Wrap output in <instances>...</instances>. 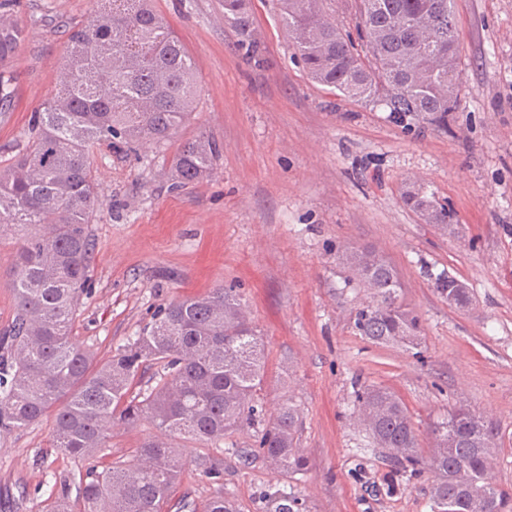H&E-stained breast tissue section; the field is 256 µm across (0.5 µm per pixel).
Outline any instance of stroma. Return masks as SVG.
Masks as SVG:
<instances>
[{
    "label": "stroma",
    "mask_w": 512,
    "mask_h": 512,
    "mask_svg": "<svg viewBox=\"0 0 512 512\" xmlns=\"http://www.w3.org/2000/svg\"><path fill=\"white\" fill-rule=\"evenodd\" d=\"M197 66L199 96L188 138L206 131L223 146L213 177L173 187L162 150L106 145L92 157L102 207L96 248L75 323L77 341L111 355L154 311L218 286L242 295L266 354L257 391L265 417L286 402L302 416L306 470L291 479L310 512H430L428 478L391 495L390 464L369 447L352 414L354 381L394 391L428 434L449 408L497 420L505 446L494 482L512 491V0H454L462 72L447 128L336 96L307 75L278 20L275 0H249L262 63L247 61L224 0H154ZM98 0H9L23 28L14 95L0 119V159L14 156L56 88L72 22ZM424 187L457 213L444 233L405 197ZM18 239L0 233V332L13 318L10 272ZM378 253L402 283V301L423 326L419 354L356 336L353 310L366 291L345 288L348 264ZM448 271L469 290L449 305L434 277ZM51 419L0 428V512H39L77 460L52 448ZM148 422L114 423L100 463L135 454ZM247 427L222 448L182 443L185 469L163 512L188 498L202 512L214 492L200 459L224 464L238 512H263L261 493L278 476Z\"/></svg>",
    "instance_id": "stroma-1"
}]
</instances>
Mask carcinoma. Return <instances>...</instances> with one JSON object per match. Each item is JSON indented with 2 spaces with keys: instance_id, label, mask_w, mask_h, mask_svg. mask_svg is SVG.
<instances>
[{
  "instance_id": "cac0c4a2",
  "label": "carcinoma",
  "mask_w": 512,
  "mask_h": 512,
  "mask_svg": "<svg viewBox=\"0 0 512 512\" xmlns=\"http://www.w3.org/2000/svg\"><path fill=\"white\" fill-rule=\"evenodd\" d=\"M90 22L69 32L54 96L36 113L32 132L13 161L0 166V231L22 239L12 279L15 312L0 334V427L53 420V447L85 466L56 480L44 512H160L184 467L169 443L149 439L137 455L94 464L112 420L135 425L148 418L161 433L205 443L247 426L258 427V454L283 478L306 468L297 448L302 425L289 402L266 420L255 404L265 378V349L242 298L233 288L170 302L138 336L110 359L74 341L73 329L88 283L93 213L103 205L91 157L103 143L128 152L170 147L175 184L210 178L223 146L200 132L174 142L195 111L198 80L185 45L154 9L153 0H101ZM279 19L310 78L390 115L448 122L460 85L459 39L453 0H355L348 5L353 31L336 20L330 0H276ZM224 24L254 62L263 43L246 0H224ZM22 40L19 24L0 15V105L13 98L8 65ZM407 202L445 230L456 212L433 194ZM345 286H363L367 299L353 316V332L372 344L415 349L417 315L401 301L393 269L371 254L358 259ZM437 291L451 304L466 301L448 272ZM353 414L371 445L393 462L392 494L430 474L431 512H512V492L493 482L488 465L501 445L499 426L459 405L432 424L430 446L400 398L386 387L355 381ZM217 485L204 512H237L224 493V467L200 462ZM263 512H309L286 485L272 486Z\"/></svg>"
}]
</instances>
